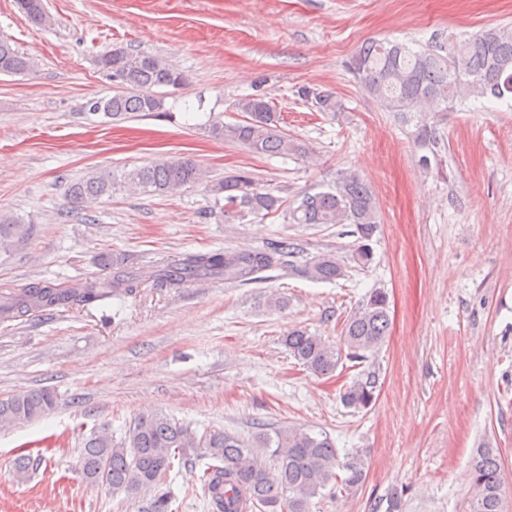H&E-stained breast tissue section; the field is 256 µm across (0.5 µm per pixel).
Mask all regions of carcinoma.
<instances>
[{"mask_svg": "<svg viewBox=\"0 0 512 512\" xmlns=\"http://www.w3.org/2000/svg\"><path fill=\"white\" fill-rule=\"evenodd\" d=\"M34 25L50 22L43 0H17ZM123 75L131 91L89 100L88 111H100L112 119L154 116L163 109L158 88L185 86L188 78L165 60L152 54L115 46L96 58ZM32 69L31 59L8 40H0V74L18 75ZM351 70L362 89L386 112L415 117V138L423 149L437 144L436 125L428 112L438 103L456 105L470 98L512 100V29L490 28L465 39L452 35L418 50L398 41L370 40L353 57ZM298 96L322 112L338 105L330 93L301 87ZM235 108L244 113L240 122L214 120L208 136L267 156L300 155L305 147L281 130L279 115L262 97L240 99ZM205 172L190 159H158L120 173L97 170L68 185L76 203H91L118 190L164 195L187 184L203 181ZM215 203L226 221L247 214L277 213L284 201L270 189L258 186L255 177L242 171L211 185ZM293 224H353L358 235L355 260L367 265L373 259L371 241L379 230V214L371 190L354 171L336 177L327 191L305 194L288 208ZM31 234V225L0 215V249H8ZM294 245L281 239L259 250L186 253L156 270L157 288H180L201 278L245 282L271 269L288 268L317 282L344 276V265L324 253L301 267L289 261ZM140 279L114 263L103 279H86L67 285L30 282L10 292L0 314H26L73 305L91 304L114 294L133 295ZM388 295L382 289L369 293L344 327L343 349L333 348L322 337L296 330L285 338L288 353L319 375L336 371L342 359L362 363L382 345L389 329ZM379 377L373 373L355 379L342 393L344 406L354 410L372 407L378 398ZM56 405L48 390L16 393L0 399V425L29 423ZM180 459L189 466L206 460L201 482L211 512H310L313 498L329 485L344 490L358 487L364 477V461L355 453L340 461L333 441L323 431L284 427L270 434L258 432L252 439L220 429L199 434L174 419L156 413L139 417L120 438L101 430L83 443L79 465L86 482L103 485L127 495L149 493L148 512H171L172 491L165 478ZM345 477H339L338 471ZM471 512H503V470L491 448L481 451L471 470Z\"/></svg>", "mask_w": 512, "mask_h": 512, "instance_id": "carcinoma-1", "label": "carcinoma"}]
</instances>
